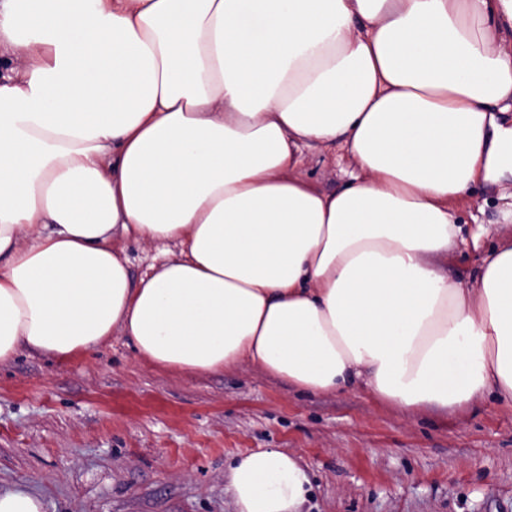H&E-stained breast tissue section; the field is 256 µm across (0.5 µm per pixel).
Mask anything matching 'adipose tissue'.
I'll use <instances>...</instances> for the list:
<instances>
[{
	"mask_svg": "<svg viewBox=\"0 0 512 512\" xmlns=\"http://www.w3.org/2000/svg\"><path fill=\"white\" fill-rule=\"evenodd\" d=\"M0 363L127 338L410 409L512 401V235L449 281L452 203L512 180V0H0ZM340 142L338 191L300 147ZM175 245L131 284L117 242ZM238 512H297L277 448Z\"/></svg>",
	"mask_w": 512,
	"mask_h": 512,
	"instance_id": "ef3b65f1",
	"label": "adipose tissue"
}]
</instances>
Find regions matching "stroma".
Instances as JSON below:
<instances>
[{"label": "stroma", "instance_id": "stroma-1", "mask_svg": "<svg viewBox=\"0 0 512 512\" xmlns=\"http://www.w3.org/2000/svg\"><path fill=\"white\" fill-rule=\"evenodd\" d=\"M326 192L354 169L341 149L303 148ZM512 182L462 198L463 223H503ZM497 242L458 244L452 280L472 282ZM283 448L306 468L301 512H512V402L407 410L366 390L311 394L252 366L157 367L115 336L59 362L21 349L0 364V487L44 512H235L228 467Z\"/></svg>", "mask_w": 512, "mask_h": 512}]
</instances>
